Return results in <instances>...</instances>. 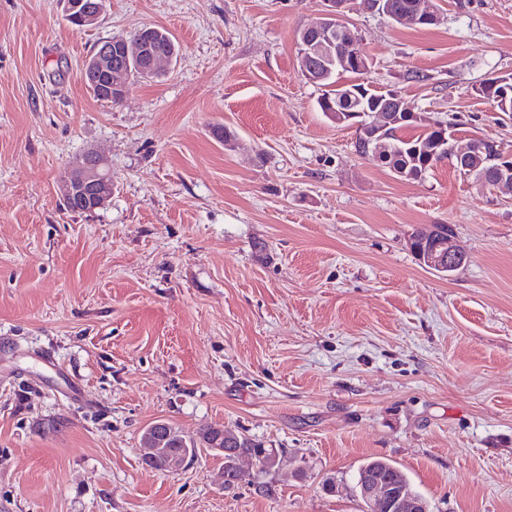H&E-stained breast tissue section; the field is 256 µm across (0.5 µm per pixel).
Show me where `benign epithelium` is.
Returning <instances> with one entry per match:
<instances>
[{
	"label": "benign epithelium",
	"mask_w": 512,
	"mask_h": 512,
	"mask_svg": "<svg viewBox=\"0 0 512 512\" xmlns=\"http://www.w3.org/2000/svg\"><path fill=\"white\" fill-rule=\"evenodd\" d=\"M105 3L106 0H65L66 18L79 27L93 26L104 11ZM323 3L325 9L321 17L303 28L297 37L301 74L313 83L335 69H349L360 62V57L355 54L344 56L333 51L332 36L349 28L346 12L350 0H323ZM392 19L396 24L416 26L437 22L441 17L434 7L426 4V0H414L411 11L396 14ZM177 55L178 46L175 43L157 46L151 37V29L148 28L142 31L140 38L121 39L120 50L115 55L112 54L110 41L93 52L84 61L79 78L99 96H110L124 86V69L134 66L143 78L150 79L161 75V64L173 63ZM329 116L338 125L349 122L352 127L363 131V155L377 152L372 147L376 136L391 126L414 121L429 124L437 130L444 128L441 122L420 112L410 111L397 93L388 94L381 106L338 110L329 113ZM479 149L486 155L487 166L477 173L464 166V162ZM432 156L456 160L463 167L466 176L474 178L483 189L494 191L505 187L512 188V149L505 148L497 141L484 139L480 143L471 140L464 143L455 136L448 138L443 133L435 142ZM111 194V172L106 161L94 152L84 156L76 173L62 185L61 191L65 205L77 210L101 208ZM414 254L424 266L445 275L455 271L466 261V256L457 248L454 237L441 228L430 229L427 239L415 245ZM144 436L148 443L154 445L152 452L156 453L171 437V424L156 422L145 430ZM358 488L359 497L366 502L368 512H430L427 502L404 494V491L390 481L367 475L361 479Z\"/></svg>",
	"instance_id": "obj_1"
}]
</instances>
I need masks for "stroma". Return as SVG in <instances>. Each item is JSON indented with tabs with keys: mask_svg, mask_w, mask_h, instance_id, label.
Instances as JSON below:
<instances>
[{
	"mask_svg": "<svg viewBox=\"0 0 512 512\" xmlns=\"http://www.w3.org/2000/svg\"><path fill=\"white\" fill-rule=\"evenodd\" d=\"M432 4L413 29L352 0L366 82L512 147V112L474 92L512 75V0ZM323 8L108 0L77 28L63 0H0V512H365L372 458L431 512H512V194L357 155L298 67ZM147 26L177 61L94 98L84 60ZM89 151L112 196L74 213L59 182ZM430 224L466 255L451 276L408 247ZM159 420L276 449L271 494L206 449L151 469Z\"/></svg>",
	"mask_w": 512,
	"mask_h": 512,
	"instance_id": "obj_1",
	"label": "stroma"
}]
</instances>
